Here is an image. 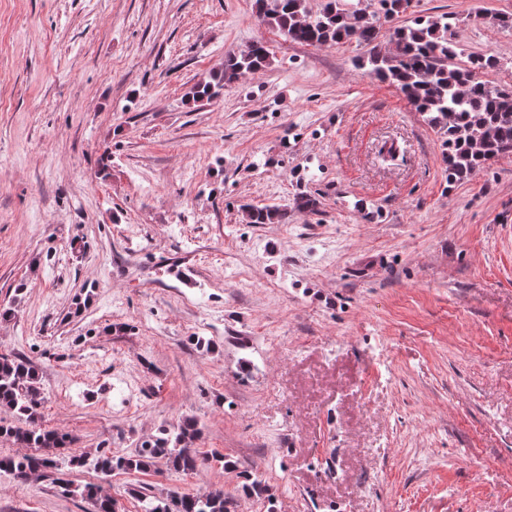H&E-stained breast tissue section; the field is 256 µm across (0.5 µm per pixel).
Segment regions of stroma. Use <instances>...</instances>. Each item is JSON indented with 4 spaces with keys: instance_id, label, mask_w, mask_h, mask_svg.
Masks as SVG:
<instances>
[{
    "instance_id": "1",
    "label": "stroma",
    "mask_w": 512,
    "mask_h": 512,
    "mask_svg": "<svg viewBox=\"0 0 512 512\" xmlns=\"http://www.w3.org/2000/svg\"><path fill=\"white\" fill-rule=\"evenodd\" d=\"M445 12L498 59L481 80L512 85L490 21L512 0L408 10ZM256 40L267 71L186 100ZM365 52L291 43L254 0H0V352L36 365L37 424L72 438L34 480L0 476V512H95L62 478L118 512L145 485L220 488L234 512H512V155L449 184ZM297 167L319 212L242 223L239 204L292 203ZM184 416L195 472L95 470Z\"/></svg>"
}]
</instances>
